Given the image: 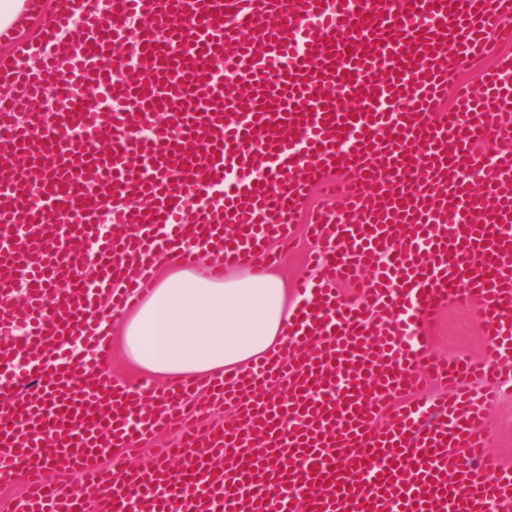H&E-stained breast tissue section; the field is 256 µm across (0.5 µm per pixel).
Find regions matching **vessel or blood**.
Returning a JSON list of instances; mask_svg holds the SVG:
<instances>
[{
  "mask_svg": "<svg viewBox=\"0 0 512 512\" xmlns=\"http://www.w3.org/2000/svg\"><path fill=\"white\" fill-rule=\"evenodd\" d=\"M500 42L512 0H62L0 54V487L27 486L11 512H512V467L485 456L512 373ZM127 44L130 68L111 57ZM491 53L480 94L446 101L451 61ZM85 86L93 108L69 111ZM316 188L347 208L307 226L329 284L300 282L284 344L204 383L112 377L93 314L150 293L132 261L209 248L215 278L276 264L268 242L290 238ZM463 298L484 356L438 359L424 326ZM427 377L445 395L410 399ZM203 388L234 408L204 430ZM165 431L179 439L153 465L100 462ZM52 466L82 476L79 495Z\"/></svg>",
  "mask_w": 512,
  "mask_h": 512,
  "instance_id": "obj_1",
  "label": "vessel or blood"
}]
</instances>
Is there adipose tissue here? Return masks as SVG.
Segmentation results:
<instances>
[{
    "label": "adipose tissue",
    "mask_w": 512,
    "mask_h": 512,
    "mask_svg": "<svg viewBox=\"0 0 512 512\" xmlns=\"http://www.w3.org/2000/svg\"><path fill=\"white\" fill-rule=\"evenodd\" d=\"M295 308L275 273L247 272L213 280L195 269H167L134 310L100 314L126 359L148 380L175 385L247 370L284 341Z\"/></svg>",
    "instance_id": "adipose-tissue-1"
}]
</instances>
